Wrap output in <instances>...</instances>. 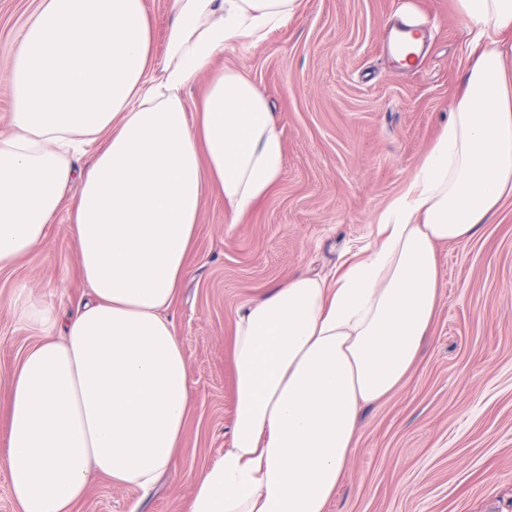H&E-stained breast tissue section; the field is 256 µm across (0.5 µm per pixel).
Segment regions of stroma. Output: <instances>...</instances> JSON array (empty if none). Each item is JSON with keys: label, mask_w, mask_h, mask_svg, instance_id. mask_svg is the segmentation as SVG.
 <instances>
[{"label": "stroma", "mask_w": 512, "mask_h": 512, "mask_svg": "<svg viewBox=\"0 0 512 512\" xmlns=\"http://www.w3.org/2000/svg\"><path fill=\"white\" fill-rule=\"evenodd\" d=\"M39 0H0V128L10 63ZM402 15L429 38L406 69L387 51ZM474 60L455 0H301L264 41L232 45L215 68L242 73L282 129L285 176L240 224L206 199L170 311L193 386L176 468L142 493L98 477L74 512H190L192 483L232 442L231 342L238 314L309 272L333 277L370 239L447 122ZM443 296L402 385L362 409L328 512H512V195L469 240L437 249ZM72 312L89 296L66 219L0 271V458L12 375L38 340L15 316L21 290Z\"/></svg>", "instance_id": "35a3bbf8"}]
</instances>
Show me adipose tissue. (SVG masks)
<instances>
[{"instance_id":"obj_1","label":"adipose tissue","mask_w":512,"mask_h":512,"mask_svg":"<svg viewBox=\"0 0 512 512\" xmlns=\"http://www.w3.org/2000/svg\"><path fill=\"white\" fill-rule=\"evenodd\" d=\"M299 7L172 0L159 66L144 0H41L26 25L0 131V270L64 215L90 295L66 316L34 293L19 300L41 339L10 385L16 512H73L98 476L148 489L173 470L193 391L169 311L203 204L219 193L242 223L285 176L265 95L212 65ZM456 8L477 57L371 242L335 280L297 275L238 316L233 442L194 480L190 512H327L361 408L399 387L429 336L437 244L476 235L512 192V0ZM204 73L188 111L185 91Z\"/></svg>"}]
</instances>
